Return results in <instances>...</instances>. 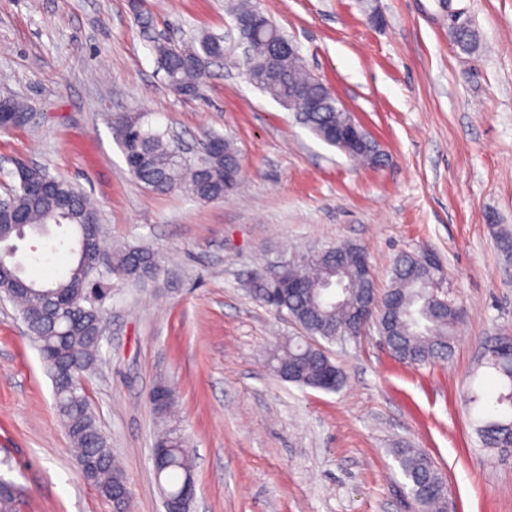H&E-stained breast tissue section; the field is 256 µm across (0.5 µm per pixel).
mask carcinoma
<instances>
[{
	"label": "carcinoma",
	"mask_w": 512,
	"mask_h": 512,
	"mask_svg": "<svg viewBox=\"0 0 512 512\" xmlns=\"http://www.w3.org/2000/svg\"><path fill=\"white\" fill-rule=\"evenodd\" d=\"M285 37L281 29L268 24L250 33L257 65L251 71L253 84L265 95L286 106L288 92L302 88L324 98L319 112H297V121L329 146H336V124L342 121L339 100L306 68L297 56H272L269 44ZM153 52L171 87L186 97L199 95L209 66L228 54L224 39L203 34L187 44L153 41ZM14 114L11 128L27 124L31 107L9 98ZM213 141L222 149L211 152L200 163L172 147L168 130L144 127L141 117H130L120 127V147L129 171L155 192L182 191L199 201H214L235 191L241 169L234 145L219 134L205 135L201 147ZM16 185L5 198L14 213L28 227L69 224L77 237L88 235L90 244L100 245L98 211L89 196L71 182L55 177L41 194L27 185L40 182L48 173L26 166L10 173ZM497 252L512 262V227L492 225ZM338 263L344 281L355 278L360 248L349 244L337 247ZM15 253L4 256L0 265V292L11 297L27 318L32 339L54 385V407L68 431L78 458L90 464L89 482L107 501H115L121 512H133V501L125 475L116 461L107 436L99 428L86 392L84 377L102 358L103 312L96 300L105 289L80 258L64 275L45 284L26 281ZM112 276L121 283L145 285L161 272V261L147 247L116 251L111 259ZM326 262L308 256L294 263L289 273L310 286L304 299L271 294L266 288L253 289L254 296L278 312H286L301 327L302 336H290L274 345L270 360L281 380L323 391H334L343 382L342 370L331 360L323 343L335 342L336 331L354 325L352 311L358 304L362 284L343 290L341 299L329 296L323 281L328 277ZM382 339L391 354L411 366L445 361L451 354L460 322L458 307L435 311V302L425 281L424 267L415 254L399 256L391 273V285L383 292L382 310L376 314ZM512 336H489L482 343L481 360L468 388L469 412L482 446L501 454L512 451V357L503 353ZM498 381L499 392L488 394L483 379ZM164 445L163 464L153 468L163 495L178 497L194 483L192 454L181 430L165 429L158 438ZM394 458L406 486L421 512H448V489L431 458L416 448H398ZM0 512H14L13 483L0 477Z\"/></svg>",
	"instance_id": "cac0c4a2"
}]
</instances>
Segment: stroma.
<instances>
[{
  "label": "stroma",
  "mask_w": 512,
  "mask_h": 512,
  "mask_svg": "<svg viewBox=\"0 0 512 512\" xmlns=\"http://www.w3.org/2000/svg\"><path fill=\"white\" fill-rule=\"evenodd\" d=\"M383 155L359 165L250 81L214 64L198 97L164 80L154 40L224 34L227 0H0V91L31 105L0 132V195L16 164L66 179L96 203L105 251L146 245L159 279L103 300V362L86 380L124 468L134 512H163L150 394L174 385L173 421L194 448L190 512H418L394 460L418 448L448 485L451 512H512V455L482 448L464 397L489 336L512 334V284L489 219L512 225V0H255ZM479 46L462 52L452 11ZM144 115L187 142L211 131L239 151L240 186L200 202L151 191L129 171L117 121ZM65 232L27 235L18 258L48 280L70 261ZM363 247L378 288L398 255L432 252L441 297L464 316L452 356L413 367L376 327L328 345L343 371L325 392L280 380L276 341L300 335L247 290L311 245ZM0 474L16 512H112L83 480L53 384L15 305L0 296Z\"/></svg>",
  "instance_id": "obj_1"
}]
</instances>
